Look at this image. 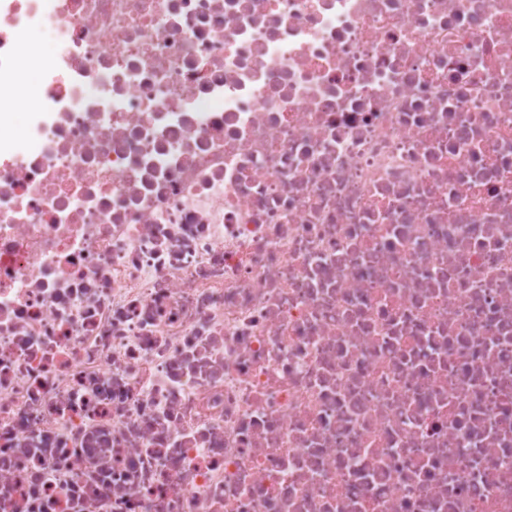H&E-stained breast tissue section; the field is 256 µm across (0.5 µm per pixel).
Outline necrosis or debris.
I'll use <instances>...</instances> for the list:
<instances>
[{"label":"necrosis or debris","instance_id":"4bbe7bcc","mask_svg":"<svg viewBox=\"0 0 512 512\" xmlns=\"http://www.w3.org/2000/svg\"><path fill=\"white\" fill-rule=\"evenodd\" d=\"M0 512H512V0H0Z\"/></svg>","mask_w":512,"mask_h":512}]
</instances>
